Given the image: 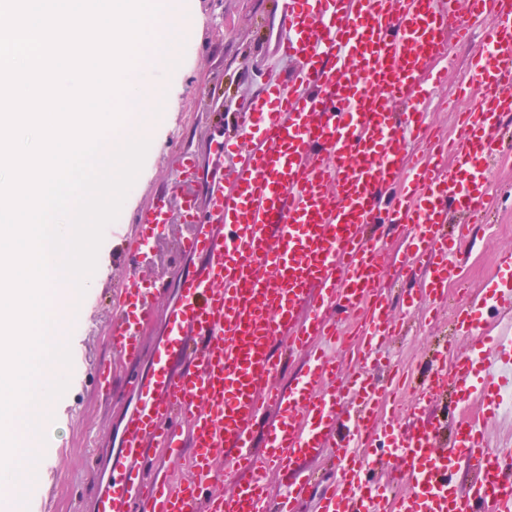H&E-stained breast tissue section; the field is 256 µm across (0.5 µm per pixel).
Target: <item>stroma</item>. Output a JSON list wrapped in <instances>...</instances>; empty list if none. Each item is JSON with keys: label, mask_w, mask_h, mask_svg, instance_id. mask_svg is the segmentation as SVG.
Segmentation results:
<instances>
[{"label": "stroma", "mask_w": 512, "mask_h": 512, "mask_svg": "<svg viewBox=\"0 0 512 512\" xmlns=\"http://www.w3.org/2000/svg\"><path fill=\"white\" fill-rule=\"evenodd\" d=\"M179 6L188 19L179 36L180 62L176 68L162 65L145 74L146 80L166 86L167 110L149 140L143 168L118 218L105 230L97 258L102 278L82 298L80 314L67 331L72 357L66 371L69 384L54 403L57 429L42 450L43 478L30 488L27 507L4 504L0 512H93L96 478L105 473L119 446L122 420L135 405L136 394L129 380L149 363L144 357L123 368V382L111 408L96 403L91 369L97 360L112 356L105 331L115 318L112 294L124 276L131 219L151 193L175 190L180 147H193L201 167L211 166L212 158L196 135L198 116L205 112L207 104L231 115L245 100L258 94L273 73H288L297 67L296 61L273 52L276 28L269 20L270 0H180ZM441 39L447 46L448 58L434 64L435 69L444 72L428 104L430 134L434 137L447 135L450 118L442 106L455 98L459 82L469 74V53L457 45L452 30H445ZM492 189L497 212L491 223L472 227V247L458 258L462 278L479 299L501 258L512 252V160L501 161L495 167ZM185 232L181 218H174L168 237L154 244L141 266L142 273L158 281L162 288L146 339H153L161 329L164 311L177 297V284L169 268L178 259L174 242ZM393 300L401 304V317L413 323L414 329L387 341L384 352L392 362L412 370L414 392L426 390L428 361L440 351H447L452 362L475 357L480 347L475 338L459 341L448 350L443 347L454 328L451 307L440 308L426 321L420 305L405 306L399 293L394 294ZM447 405L454 408L456 415L478 419L491 446H512V416L487 411L481 393L472 394L461 405L455 396H448Z\"/></svg>", "instance_id": "1"}]
</instances>
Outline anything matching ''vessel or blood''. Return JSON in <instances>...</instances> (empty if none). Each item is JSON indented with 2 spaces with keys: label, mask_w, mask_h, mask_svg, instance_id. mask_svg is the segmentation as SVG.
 Here are the masks:
<instances>
[{
  "label": "vessel or blood",
  "mask_w": 512,
  "mask_h": 512,
  "mask_svg": "<svg viewBox=\"0 0 512 512\" xmlns=\"http://www.w3.org/2000/svg\"><path fill=\"white\" fill-rule=\"evenodd\" d=\"M468 4L485 38L473 40L470 22L455 28L472 48L470 76L485 94L465 111L449 104L453 134L429 142L426 160L410 167L407 144L428 124L412 92L427 62L447 53L439 33L454 18L453 0H285L273 50L299 69L247 101L234 135L219 121L202 126L218 160L211 174L194 151L179 155V209L189 231L178 251L198 262L171 269L179 296L147 374L134 381L138 405L94 512H297L311 496L317 512H512V448L491 447L466 417L453 420V439L442 443L440 420L426 413L451 388L462 401L479 390L511 394L512 336L482 339L479 361L436 363L427 392L406 405L407 425L387 432L386 450L362 452L378 430L381 347L402 329L384 289L382 247L366 228L405 225L401 277L422 273L424 302L442 304L459 277L470 225L487 220L492 168L512 157V0ZM403 96L399 117L392 104ZM446 154L454 164L444 171ZM169 230L159 192L133 218L109 327L120 359L140 358L141 327L158 293L140 264ZM488 288L495 308L512 311V256ZM483 310L461 298L457 336H480ZM346 335L362 337L365 356L350 408L338 402L335 357L314 344ZM282 338L307 356L285 390L273 383ZM336 433L343 474L317 482L303 462ZM221 460L239 476L229 495ZM180 466L188 477L177 475ZM272 467L288 478L277 496L266 481ZM392 467L399 489L374 483L372 472ZM462 470L473 475L464 490L456 486Z\"/></svg>",
  "instance_id": "b4317fda"
}]
</instances>
